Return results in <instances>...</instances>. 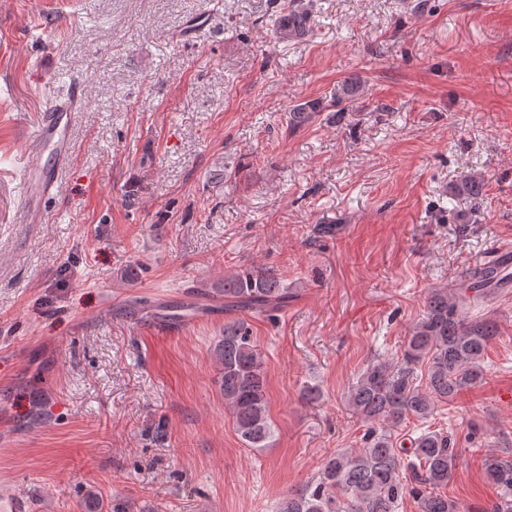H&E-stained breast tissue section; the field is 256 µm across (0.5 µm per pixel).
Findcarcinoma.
Returning a JSON list of instances; mask_svg holds the SVG:
<instances>
[{
    "mask_svg": "<svg viewBox=\"0 0 512 512\" xmlns=\"http://www.w3.org/2000/svg\"><path fill=\"white\" fill-rule=\"evenodd\" d=\"M302 13L304 8L296 4L288 7V18H276L279 39L302 36L293 26ZM322 110L318 103L298 104L291 109L290 125L302 126ZM482 189L478 179L463 175L454 193L477 199ZM497 287L480 279L466 290H429L423 318L404 342L400 365L371 367L351 392L354 413L369 427L366 447L330 455L316 478L282 498L278 512H398L408 492L419 499L421 512H512V458L485 457V470L501 494L491 507L473 509L441 492L458 458L448 431L428 426L409 449L397 446L391 432L409 418L428 422L435 402H451L461 390L483 381L484 355L498 328L492 320L469 313L490 300ZM216 293L224 296L226 311L261 315L288 303V289L269 270L231 274ZM213 357L220 365L219 390L240 439L248 448L267 447L275 428L267 409L264 359L242 320L224 323ZM424 363L428 369L423 380L419 368ZM404 472L410 480L401 477Z\"/></svg>",
    "mask_w": 512,
    "mask_h": 512,
    "instance_id": "cac0c4a2",
    "label": "carcinoma"
}]
</instances>
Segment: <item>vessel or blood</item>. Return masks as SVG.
<instances>
[{"instance_id": "b4317fda", "label": "vessel or blood", "mask_w": 512, "mask_h": 512, "mask_svg": "<svg viewBox=\"0 0 512 512\" xmlns=\"http://www.w3.org/2000/svg\"><path fill=\"white\" fill-rule=\"evenodd\" d=\"M86 95V85L74 81L69 92L52 99L41 114L37 133L30 141L32 157L25 167V193L21 204L22 221L39 224L43 221L44 202L56 190L63 166L71 155V121L80 111ZM512 270V242L495 246L485 274L503 278ZM33 500L10 482H0V512H33Z\"/></svg>"}]
</instances>
